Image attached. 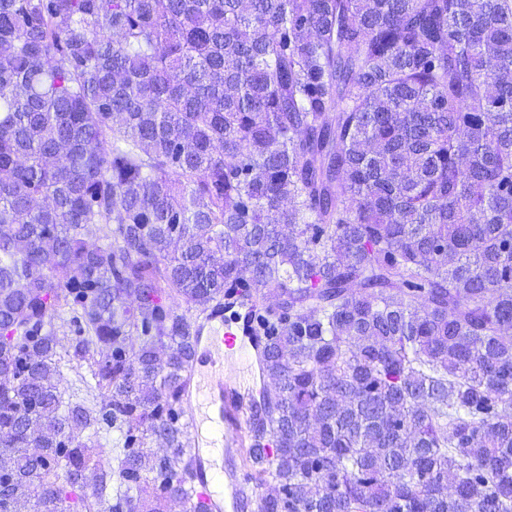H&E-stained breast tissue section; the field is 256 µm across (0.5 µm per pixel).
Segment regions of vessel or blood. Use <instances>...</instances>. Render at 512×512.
Returning a JSON list of instances; mask_svg holds the SVG:
<instances>
[{
  "instance_id": "obj_1",
  "label": "vessel or blood",
  "mask_w": 512,
  "mask_h": 512,
  "mask_svg": "<svg viewBox=\"0 0 512 512\" xmlns=\"http://www.w3.org/2000/svg\"><path fill=\"white\" fill-rule=\"evenodd\" d=\"M249 303L234 300L208 312L204 328L196 337L190 361L191 382L186 388L189 422L194 430L188 462L196 474L195 497L225 512H251L254 501L246 478L234 469L218 472L210 452L202 448L199 429L210 424L215 442L226 445L227 433L247 428L251 414L245 393L236 376L224 368L228 354L242 353L258 360L263 340L251 319Z\"/></svg>"
}]
</instances>
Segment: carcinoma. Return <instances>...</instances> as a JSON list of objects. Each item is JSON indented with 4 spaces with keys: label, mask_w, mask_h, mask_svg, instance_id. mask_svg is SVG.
I'll return each mask as SVG.
<instances>
[{
    "label": "carcinoma",
    "mask_w": 512,
    "mask_h": 512,
    "mask_svg": "<svg viewBox=\"0 0 512 512\" xmlns=\"http://www.w3.org/2000/svg\"><path fill=\"white\" fill-rule=\"evenodd\" d=\"M234 294L258 512H512V0H0V512H203ZM189 312L199 321L208 314L205 326L193 344L189 367L190 380L194 382H188L184 397L193 428V436L189 428L188 462L196 474V499L220 510L216 506L221 503L216 491L220 475L210 452L201 448L203 440L199 428L203 423L210 424L216 438L205 441V445L212 448L227 446L226 433L247 430L251 414L245 392L237 376L224 369V359L228 354L240 352L255 365L263 340L251 319L252 306L244 301H226L224 307L204 314L195 309Z\"/></svg>",
    "instance_id": "1"
}]
</instances>
